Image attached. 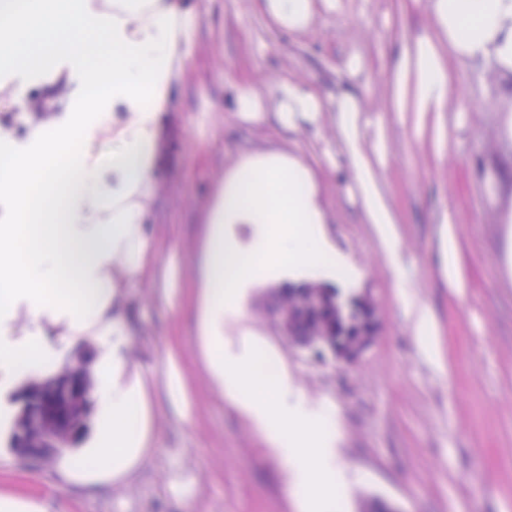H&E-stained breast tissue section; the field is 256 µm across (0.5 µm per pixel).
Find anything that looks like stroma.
<instances>
[{
	"mask_svg": "<svg viewBox=\"0 0 512 512\" xmlns=\"http://www.w3.org/2000/svg\"><path fill=\"white\" fill-rule=\"evenodd\" d=\"M198 19L190 59L173 82L162 137L151 219L156 279L133 282L130 360L146 381L156 448L129 478L105 486L63 484L57 461L26 463L0 440V493L35 494L43 512H300L287 487L285 462L245 416L219 395L207 369L199 326L208 207L224 171L244 152L299 149L315 161L326 203V234L346 256L351 280H336L343 297L372 298L379 335L353 366L315 361L279 335L267 312L269 288L251 290L230 316L224 343L243 331L273 347L299 398L336 413V474L332 512H369L373 501L398 512H512V272L505 249L512 226V142L498 119L512 110V85L489 68L457 65L442 115L441 156L432 153V114L385 109L386 63L396 43L430 18L410 0H339L313 30L293 36L275 28L256 0H180ZM359 52L368 70L348 77L343 61ZM232 70L257 82L293 80L331 96L337 85L359 93L366 145L382 139L374 160L390 205L402 222L396 255L384 252L346 188L347 163L332 164V112L317 122L282 129L275 101L259 119L234 110L224 82ZM66 77L36 84L25 108L0 90V125L25 133L51 122L68 103ZM454 223H445L447 212ZM454 241L457 283L440 261ZM177 267L181 291L160 298L161 276ZM410 287L402 298L398 283ZM435 327L438 360H428L414 334L416 311ZM177 352L190 384L187 415L161 385L169 352Z\"/></svg>",
	"mask_w": 512,
	"mask_h": 512,
	"instance_id": "35a3bbf8",
	"label": "stroma"
}]
</instances>
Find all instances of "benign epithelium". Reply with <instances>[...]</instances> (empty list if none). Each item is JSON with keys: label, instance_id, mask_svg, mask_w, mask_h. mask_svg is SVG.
Masks as SVG:
<instances>
[{"label": "benign epithelium", "instance_id": "benign-epithelium-1", "mask_svg": "<svg viewBox=\"0 0 512 512\" xmlns=\"http://www.w3.org/2000/svg\"><path fill=\"white\" fill-rule=\"evenodd\" d=\"M281 335L294 348L318 358L329 354L349 364L368 350L379 330L375 304L366 299L350 302L344 318L330 315L324 297L308 287H290L272 305ZM87 399L85 380L72 368L61 390L27 393L19 403V427L13 451L38 460L53 448L72 447Z\"/></svg>", "mask_w": 512, "mask_h": 512}]
</instances>
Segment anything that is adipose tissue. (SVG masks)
Returning <instances> with one entry per match:
<instances>
[{"instance_id": "ef3b65f1", "label": "adipose tissue", "mask_w": 512, "mask_h": 512, "mask_svg": "<svg viewBox=\"0 0 512 512\" xmlns=\"http://www.w3.org/2000/svg\"><path fill=\"white\" fill-rule=\"evenodd\" d=\"M338 0H261L276 27L307 32ZM431 30L413 35L390 69L387 109L444 112L454 62L488 63L512 83V0H424ZM194 26L176 0H0V86L24 106L44 76L30 61L58 47L56 68L77 81L54 119L17 136L0 128V430L9 428L7 396L32 375L52 370L80 336L103 338L96 360L99 405L92 446L65 456L66 482L101 483L131 472L152 444L148 394L130 364L131 328L121 298L135 280L153 277L147 222L160 137L180 54ZM275 100L277 120L293 129L335 114L339 141L354 172L356 199L380 245L396 248L399 217L382 190L362 138V102L349 90L324 104L295 82H237L235 110L257 119ZM111 128L110 159L97 151ZM327 221L315 173L296 154L241 156L224 174L214 202L204 261L201 333L207 366L221 396L250 419L287 465V482L304 512L336 498L328 409L309 415L293 404L284 368L266 374L274 352L254 335L224 346V324L249 289L291 273L341 272L344 258L324 233ZM252 225L249 242L236 233ZM28 325H14L17 312Z\"/></svg>"}]
</instances>
